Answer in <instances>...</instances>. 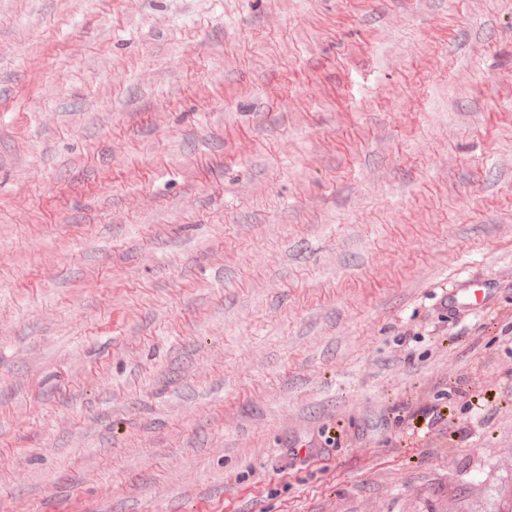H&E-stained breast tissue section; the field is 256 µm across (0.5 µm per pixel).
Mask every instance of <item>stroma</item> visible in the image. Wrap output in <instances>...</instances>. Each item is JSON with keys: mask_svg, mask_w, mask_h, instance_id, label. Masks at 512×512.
Listing matches in <instances>:
<instances>
[{"mask_svg": "<svg viewBox=\"0 0 512 512\" xmlns=\"http://www.w3.org/2000/svg\"><path fill=\"white\" fill-rule=\"evenodd\" d=\"M508 448L512 0H0V512H446Z\"/></svg>", "mask_w": 512, "mask_h": 512, "instance_id": "obj_1", "label": "stroma"}]
</instances>
